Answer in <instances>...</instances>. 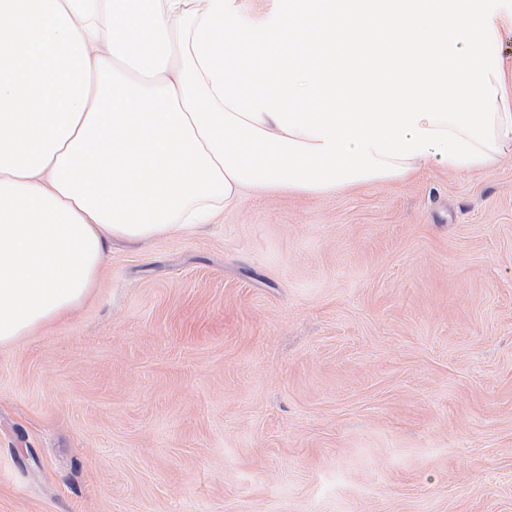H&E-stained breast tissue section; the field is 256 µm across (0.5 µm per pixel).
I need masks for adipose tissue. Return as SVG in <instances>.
Instances as JSON below:
<instances>
[{
  "mask_svg": "<svg viewBox=\"0 0 512 512\" xmlns=\"http://www.w3.org/2000/svg\"><path fill=\"white\" fill-rule=\"evenodd\" d=\"M512 0H0V347L116 240L512 156ZM239 16L246 24H259L269 14L272 0H237Z\"/></svg>",
  "mask_w": 512,
  "mask_h": 512,
  "instance_id": "ef3b65f1",
  "label": "adipose tissue"
}]
</instances>
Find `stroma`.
I'll use <instances>...</instances> for the list:
<instances>
[{"instance_id": "obj_1", "label": "stroma", "mask_w": 512, "mask_h": 512, "mask_svg": "<svg viewBox=\"0 0 512 512\" xmlns=\"http://www.w3.org/2000/svg\"><path fill=\"white\" fill-rule=\"evenodd\" d=\"M0 512H512V161L114 242L0 347Z\"/></svg>"}]
</instances>
